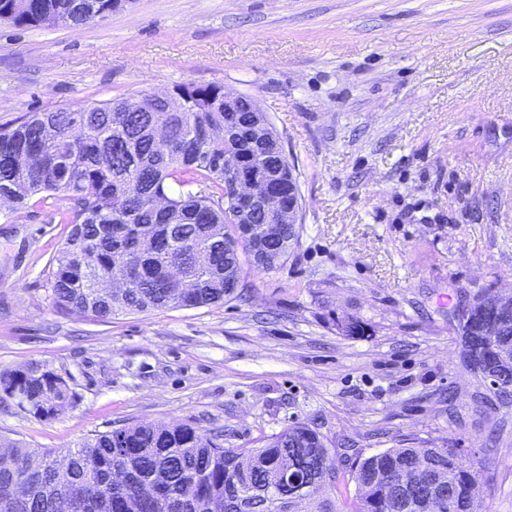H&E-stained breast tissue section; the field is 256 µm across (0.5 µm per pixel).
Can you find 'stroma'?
I'll list each match as a JSON object with an SVG mask.
<instances>
[{"instance_id":"stroma-1","label":"stroma","mask_w":512,"mask_h":512,"mask_svg":"<svg viewBox=\"0 0 512 512\" xmlns=\"http://www.w3.org/2000/svg\"><path fill=\"white\" fill-rule=\"evenodd\" d=\"M181 83L267 116L297 239L222 304L81 320L50 299L62 203L0 206V370L46 362L74 394L48 421L0 406V436L61 449L189 423L250 448L305 422L368 454L455 442L487 463L488 512H512V396L467 368L453 317L512 293V0H133L79 30L0 22L2 127Z\"/></svg>"}]
</instances>
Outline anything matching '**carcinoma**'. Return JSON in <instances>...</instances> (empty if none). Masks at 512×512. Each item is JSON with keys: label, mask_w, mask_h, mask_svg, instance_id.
Instances as JSON below:
<instances>
[{"label": "carcinoma", "mask_w": 512, "mask_h": 512, "mask_svg": "<svg viewBox=\"0 0 512 512\" xmlns=\"http://www.w3.org/2000/svg\"><path fill=\"white\" fill-rule=\"evenodd\" d=\"M72 0H0V21L80 28L95 14ZM175 112H158L150 94L91 107L35 112L0 128V197L67 205L71 225L52 261L58 311L95 321L224 302L239 288L241 230L264 233L261 216L225 205L224 120L236 119L229 145L246 164L275 177L283 205L299 197L286 155L255 136L253 102L238 96L224 111V87L179 84ZM296 237L283 224L276 255ZM0 402L37 420L73 402L67 375L46 362L0 370ZM226 448L223 434L192 424H136L95 433L64 451L0 439V512H419L431 482L452 503L472 504L485 461L446 448L338 452L297 422ZM355 492H350V486Z\"/></svg>", "instance_id": "carcinoma-1"}]
</instances>
